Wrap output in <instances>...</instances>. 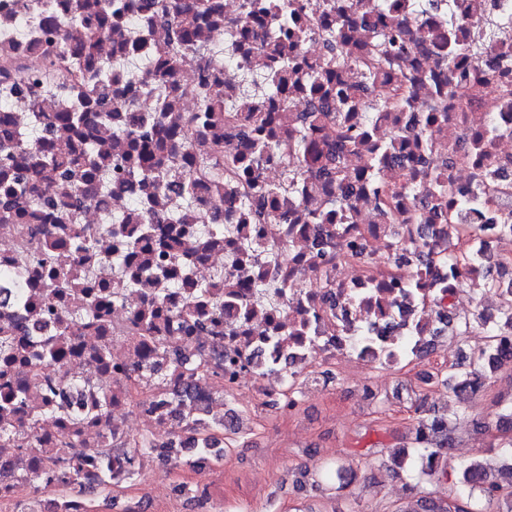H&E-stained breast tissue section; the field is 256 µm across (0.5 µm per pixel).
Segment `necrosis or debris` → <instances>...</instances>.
I'll return each mask as SVG.
<instances>
[{"instance_id": "obj_1", "label": "necrosis or debris", "mask_w": 512, "mask_h": 512, "mask_svg": "<svg viewBox=\"0 0 512 512\" xmlns=\"http://www.w3.org/2000/svg\"><path fill=\"white\" fill-rule=\"evenodd\" d=\"M145 2L113 0L105 78L70 90L43 76L56 58L84 66L59 55L88 35L68 0H50L56 30L0 0V512L74 465L79 485L115 490L159 455L222 460L223 432L187 441L181 426L223 422L228 398L261 408L324 392L327 370L410 362L483 287L486 255L501 268L474 313L512 343V0H217L206 19L193 0L166 18ZM183 24L198 52L160 82ZM390 38L400 59L371 73ZM279 58L286 88L245 85ZM20 72L37 98L15 91ZM107 80L132 113L56 127ZM257 115L273 134L260 156ZM135 117L166 130L163 173H126ZM85 137L92 186L44 181L37 151L80 153ZM8 182L31 185L27 200Z\"/></svg>"}]
</instances>
